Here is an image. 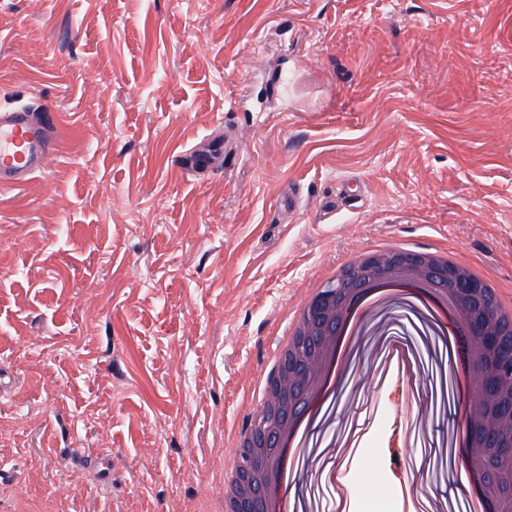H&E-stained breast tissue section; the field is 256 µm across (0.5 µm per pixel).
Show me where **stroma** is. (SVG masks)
<instances>
[{
    "label": "stroma",
    "mask_w": 512,
    "mask_h": 512,
    "mask_svg": "<svg viewBox=\"0 0 512 512\" xmlns=\"http://www.w3.org/2000/svg\"><path fill=\"white\" fill-rule=\"evenodd\" d=\"M0 107L58 122L54 162L0 189L1 490L211 495L279 326L359 249L448 250L512 301V0H0ZM220 120L233 159L192 171ZM396 332L420 399L377 345L314 445L362 421L353 512H409L416 455L426 490L493 512L408 430L453 442V372Z\"/></svg>",
    "instance_id": "1"
}]
</instances>
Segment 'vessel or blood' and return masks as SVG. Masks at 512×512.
<instances>
[{
    "instance_id": "b4317fda",
    "label": "vessel or blood",
    "mask_w": 512,
    "mask_h": 512,
    "mask_svg": "<svg viewBox=\"0 0 512 512\" xmlns=\"http://www.w3.org/2000/svg\"><path fill=\"white\" fill-rule=\"evenodd\" d=\"M54 115L34 114L23 108L0 109V188L18 187L48 166L54 155ZM229 151L222 135H210L193 153L200 170L227 166Z\"/></svg>"
}]
</instances>
